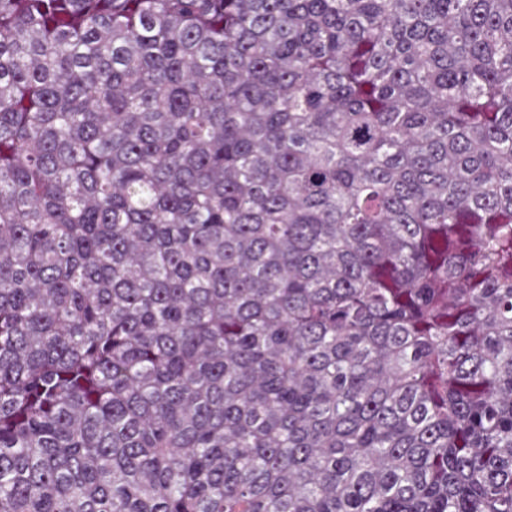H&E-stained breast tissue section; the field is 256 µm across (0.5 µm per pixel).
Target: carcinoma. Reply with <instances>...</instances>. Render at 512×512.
Returning a JSON list of instances; mask_svg holds the SVG:
<instances>
[{
	"instance_id": "cac0c4a2",
	"label": "carcinoma",
	"mask_w": 512,
	"mask_h": 512,
	"mask_svg": "<svg viewBox=\"0 0 512 512\" xmlns=\"http://www.w3.org/2000/svg\"><path fill=\"white\" fill-rule=\"evenodd\" d=\"M0 512H512V0H0Z\"/></svg>"
}]
</instances>
